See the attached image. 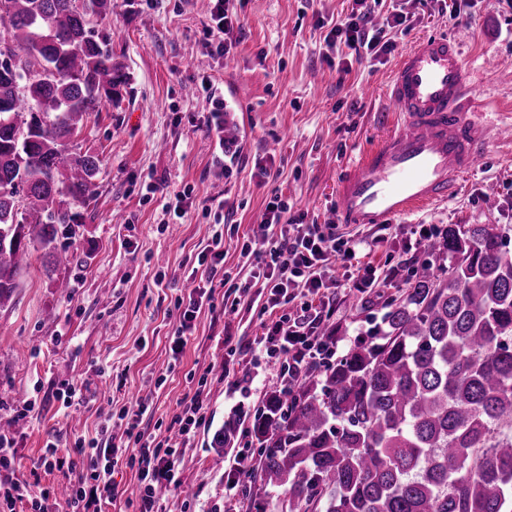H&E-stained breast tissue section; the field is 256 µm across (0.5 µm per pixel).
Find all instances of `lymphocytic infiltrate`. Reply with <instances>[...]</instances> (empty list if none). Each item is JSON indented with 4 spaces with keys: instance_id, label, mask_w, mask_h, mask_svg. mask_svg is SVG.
I'll return each instance as SVG.
<instances>
[{
    "instance_id": "f902f5d3",
    "label": "lymphocytic infiltrate",
    "mask_w": 512,
    "mask_h": 512,
    "mask_svg": "<svg viewBox=\"0 0 512 512\" xmlns=\"http://www.w3.org/2000/svg\"><path fill=\"white\" fill-rule=\"evenodd\" d=\"M351 12L328 23L324 41L337 49L342 73H349V61L378 58L391 54L395 43L391 29L405 24L407 16L400 5H392L386 25H370L371 15L378 12L382 0H353ZM210 45L216 54L225 56L239 41L241 29L236 9L230 0H211ZM360 242L343 232L338 224H310L304 214L292 213L281 193H272L262 220L252 236L241 244L240 254L251 266V276L266 290L264 310L273 312L274 320L264 324L261 336L253 340L252 360L255 369L278 366L281 381H299L317 361L336 354L334 334L321 331L323 290L330 278L333 260L352 263ZM199 281L179 298L178 314L170 336L173 359H180L195 330V319L204 302L212 301L213 283H227L230 273L224 267V234L216 232L210 243L196 254ZM207 377H200L191 397L185 398L174 423L177 430L164 440L146 435L141 425L151 411L148 399H141L135 409H122L118 415L124 426L119 440L105 443L77 439L74 460L58 457L55 443H46L39 459L46 468H68L77 475L70 484L64 502L51 500L48 492L31 498L32 512H102L103 504L116 500L112 473L119 462L136 467L138 487L126 504L134 512H159L157 492L177 490L180 485L177 456L186 447L203 420L204 391ZM88 460L85 471H77L76 458Z\"/></svg>"
}]
</instances>
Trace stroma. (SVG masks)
Masks as SVG:
<instances>
[{"label":"stroma","instance_id":"obj_1","mask_svg":"<svg viewBox=\"0 0 512 512\" xmlns=\"http://www.w3.org/2000/svg\"><path fill=\"white\" fill-rule=\"evenodd\" d=\"M455 4L453 16L444 0H404L407 21L392 32L394 51L353 63L346 74L330 64L334 51L316 22L347 13L352 0H242L241 38L225 58L208 44L207 0H112L107 18H91L93 35L110 38L130 77L120 104L93 113L80 137L83 150L102 160L95 198L81 210L77 235L56 241L74 253L73 263L48 274L42 252H34L11 304L0 308V431L16 441V477L30 493L74 478L65 468L39 467L47 440L63 454L78 438H102L105 419L143 396L151 397L153 413L142 428L164 439L190 376L204 374L205 420L179 453L180 488L162 496L160 508L246 512L242 488H224V469L237 450L215 448L213 434L233 410L260 407L277 378L271 367L243 388L225 382L224 335L251 343L270 316L246 301L226 321L224 289L216 287L217 305L198 312L180 362L169 352L174 303L185 292L195 247L215 231L213 214L200 202L217 198L233 209L224 248L226 267L241 285L249 270L236 243L259 224L271 190L307 222H333L342 171L391 130L393 118L382 113L387 86L402 52L424 36L457 38L472 74L473 112L512 122V0ZM206 77L219 89L235 83L249 91L246 111L232 119L243 155L230 177L214 163L202 123ZM268 156L279 160V175L263 183L254 162ZM150 183L155 192H147ZM187 186L197 203L169 228L165 195ZM422 224L512 225V140L493 142L447 202L362 229L363 238L377 242L364 262L384 271L421 262L424 252L407 254L404 245ZM162 272L172 277L169 287L157 284ZM357 274L354 266L337 268L330 288L328 323L339 331L341 353L361 330L353 303L381 317L405 285L381 281L362 293L352 287ZM63 381L87 386L94 399L61 412L52 392Z\"/></svg>","mask_w":512,"mask_h":512}]
</instances>
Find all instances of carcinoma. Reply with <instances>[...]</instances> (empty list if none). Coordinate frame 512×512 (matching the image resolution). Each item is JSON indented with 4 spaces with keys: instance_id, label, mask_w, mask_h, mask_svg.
I'll use <instances>...</instances> for the list:
<instances>
[{
    "instance_id": "obj_1",
    "label": "carcinoma",
    "mask_w": 512,
    "mask_h": 512,
    "mask_svg": "<svg viewBox=\"0 0 512 512\" xmlns=\"http://www.w3.org/2000/svg\"><path fill=\"white\" fill-rule=\"evenodd\" d=\"M112 0H0V308L33 252L47 266L93 199L88 116L128 78L88 17ZM510 224H450L405 292L333 364L266 394L249 431L262 450L242 479L283 487L290 512H512Z\"/></svg>"
}]
</instances>
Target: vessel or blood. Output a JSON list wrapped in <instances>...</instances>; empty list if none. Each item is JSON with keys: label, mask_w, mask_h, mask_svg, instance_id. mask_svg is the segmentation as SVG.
<instances>
[{"label": "vessel or blood", "mask_w": 512, "mask_h": 512, "mask_svg": "<svg viewBox=\"0 0 512 512\" xmlns=\"http://www.w3.org/2000/svg\"><path fill=\"white\" fill-rule=\"evenodd\" d=\"M469 78L454 38L423 37L401 54L385 103L397 121L347 165L336 192L337 223L390 224L446 202L491 141L512 138L511 122L474 118Z\"/></svg>", "instance_id": "1"}]
</instances>
